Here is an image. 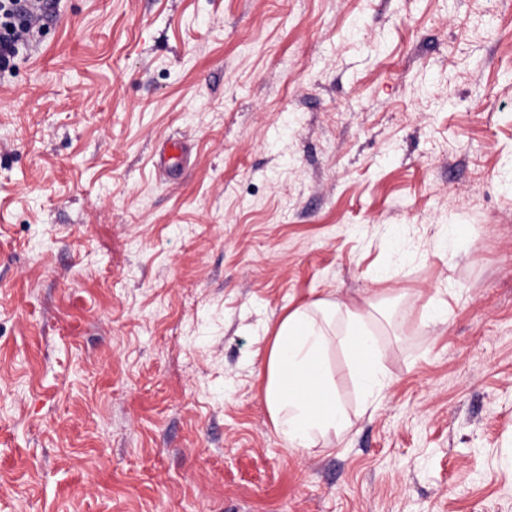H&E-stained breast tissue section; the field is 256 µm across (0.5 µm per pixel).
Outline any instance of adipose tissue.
I'll list each match as a JSON object with an SVG mask.
<instances>
[{
	"label": "adipose tissue",
	"instance_id": "obj_1",
	"mask_svg": "<svg viewBox=\"0 0 512 512\" xmlns=\"http://www.w3.org/2000/svg\"><path fill=\"white\" fill-rule=\"evenodd\" d=\"M335 348L351 352L370 399L389 384L379 367L378 344L358 308L319 299L294 309L278 325L264 388L271 422L290 447H312L317 439L352 426L330 370Z\"/></svg>",
	"mask_w": 512,
	"mask_h": 512
}]
</instances>
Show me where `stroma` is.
Listing matches in <instances>:
<instances>
[{"label": "stroma", "mask_w": 512, "mask_h": 512, "mask_svg": "<svg viewBox=\"0 0 512 512\" xmlns=\"http://www.w3.org/2000/svg\"><path fill=\"white\" fill-rule=\"evenodd\" d=\"M48 2L0 73V512H512V0ZM323 298L389 385L335 350L354 425L295 449L266 364Z\"/></svg>", "instance_id": "obj_1"}]
</instances>
